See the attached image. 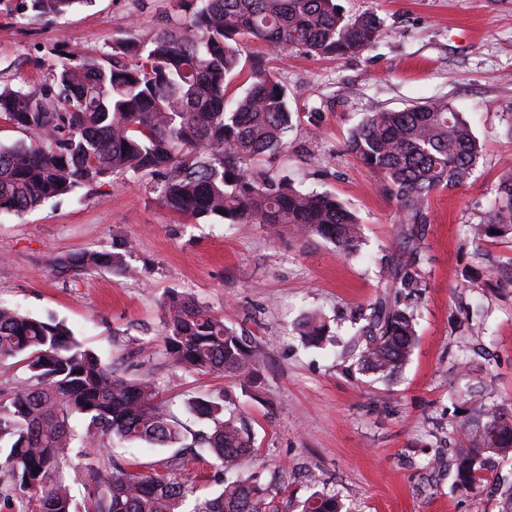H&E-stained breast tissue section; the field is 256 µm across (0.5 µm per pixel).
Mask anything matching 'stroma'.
I'll return each mask as SVG.
<instances>
[{"label": "stroma", "instance_id": "1", "mask_svg": "<svg viewBox=\"0 0 512 512\" xmlns=\"http://www.w3.org/2000/svg\"><path fill=\"white\" fill-rule=\"evenodd\" d=\"M384 20L377 45L323 59L252 43L248 54L286 87L293 112L286 156L274 169L306 191L325 192L362 221L356 255L263 224H195L157 200L155 178L113 176L21 214L0 215V303L54 317L128 377L153 380L171 410L223 393L253 434L239 475L257 478L280 512L319 489L348 512H499L497 486L512 481V457L490 481L455 487L453 451L465 440L463 397L476 384L490 403L512 405V235L473 243L504 164H512V0H338ZM174 0H93L51 23L0 12V76L40 81L64 54H99L121 40L149 41ZM28 58L31 66L14 69ZM447 97L484 146L469 181L436 191L415 247L422 255L406 303L418 342L403 367L381 377L358 369L346 348L384 293L386 263L405 261L395 201L378 175L348 154L365 113ZM129 245L135 268L56 272L66 255ZM187 293L263 345L259 380L188 374L143 344L160 335L162 301ZM321 313L331 341L311 347L295 324ZM318 487H311V478Z\"/></svg>", "mask_w": 512, "mask_h": 512}]
</instances>
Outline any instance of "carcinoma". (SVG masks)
Wrapping results in <instances>:
<instances>
[{
	"label": "carcinoma",
	"mask_w": 512,
	"mask_h": 512,
	"mask_svg": "<svg viewBox=\"0 0 512 512\" xmlns=\"http://www.w3.org/2000/svg\"><path fill=\"white\" fill-rule=\"evenodd\" d=\"M90 3L0 0V7L52 21ZM176 8L185 19L166 20L145 44L117 42L97 57L72 53L44 81L0 85V121L38 135L30 143L0 144V214L35 210L109 176L150 175L157 178L158 201L179 217L267 224L356 254L360 225L353 212L263 165L288 149L292 111L287 90L262 62L243 56V45L338 59L372 47L383 33L382 19L372 9L348 13L337 0H176ZM245 71L247 87L228 102V83ZM346 149L378 174L401 223L413 226L426 223L431 195L464 184L482 154L470 125L447 100L371 112ZM494 230L512 234L511 168L500 175L484 221L470 228L476 240ZM127 253L124 242L75 253L58 272L130 274ZM384 287L398 295L414 287V278L407 266L395 264L386 268ZM163 310L161 336L147 344L159 346L173 366L254 382L260 348L224 315L178 291L167 296ZM296 330L319 346L329 325L311 312ZM358 336L362 369L391 375L415 345L414 315L386 294ZM17 357L26 377L0 389V485L6 487L0 506L9 512H186L184 458L128 470L105 456L114 437L153 448H173L190 437L223 466L252 450L247 425L226 416L224 394L187 400L188 413L208 429L197 433L171 414L149 380L119 374L64 322L0 306V360ZM468 403L470 445L452 459L456 485L465 490L488 480L496 460L512 453V405L477 395ZM75 418L85 424L84 446L97 452L67 476ZM70 479L93 488L83 502L73 498ZM263 492L250 478L226 482L191 512H267ZM301 512H342V505L315 491Z\"/></svg>",
	"instance_id": "carcinoma-1"
}]
</instances>
